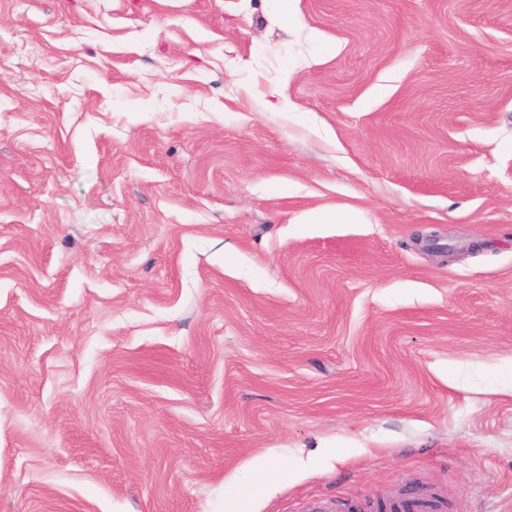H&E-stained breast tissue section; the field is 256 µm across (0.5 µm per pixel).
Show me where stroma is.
I'll use <instances>...</instances> for the list:
<instances>
[{
  "mask_svg": "<svg viewBox=\"0 0 512 512\" xmlns=\"http://www.w3.org/2000/svg\"><path fill=\"white\" fill-rule=\"evenodd\" d=\"M292 9L0 0V512H512V0ZM285 478L284 472H272L262 466L257 470V477L247 485L246 490L252 493L270 494ZM389 512H447L448 503L429 488L414 494L395 496L387 504Z\"/></svg>",
  "mask_w": 512,
  "mask_h": 512,
  "instance_id": "obj_1",
  "label": "stroma"
}]
</instances>
